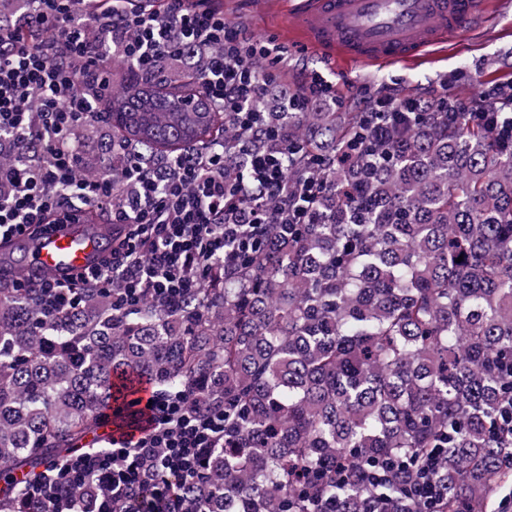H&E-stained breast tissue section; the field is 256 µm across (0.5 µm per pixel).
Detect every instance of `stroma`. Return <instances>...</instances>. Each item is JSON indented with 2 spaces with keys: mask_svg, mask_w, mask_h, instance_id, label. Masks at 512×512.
Segmentation results:
<instances>
[{
  "mask_svg": "<svg viewBox=\"0 0 512 512\" xmlns=\"http://www.w3.org/2000/svg\"><path fill=\"white\" fill-rule=\"evenodd\" d=\"M225 21L245 27L256 39L274 40L283 50L276 66L280 83L296 89L303 75L319 72L335 82L343 109L353 112L361 98H430L444 92L461 98L512 82V0L493 6L486 26L455 34L413 58L363 66L348 59L325 64L306 45L290 38L292 0H222Z\"/></svg>",
  "mask_w": 512,
  "mask_h": 512,
  "instance_id": "stroma-1",
  "label": "stroma"
}]
</instances>
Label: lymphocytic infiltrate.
I'll return each instance as SVG.
<instances>
[{
  "label": "lymphocytic infiltrate",
  "mask_w": 512,
  "mask_h": 512,
  "mask_svg": "<svg viewBox=\"0 0 512 512\" xmlns=\"http://www.w3.org/2000/svg\"><path fill=\"white\" fill-rule=\"evenodd\" d=\"M94 29L101 40L91 41ZM212 44L223 50L211 59L206 95L240 129H262L251 107L263 87L253 62L281 49L226 24L208 0H166L164 10L141 12L112 0L92 17L83 0H32L29 10L0 20V138L36 148L28 163L0 166V182L9 187L0 198V239L51 217L80 219L85 201L108 213L113 226L104 266L63 281L39 280L45 315L79 305L87 286L116 291L128 309L145 297L161 305L180 300L202 287L215 263L233 266L252 245L265 199L283 201L282 223H306L308 209L290 203L288 173L272 154H243L244 172L232 185L220 149H191L162 167L133 151L120 182L78 178L82 155L72 131L99 121L97 90L112 81L108 59L120 55L137 72L157 77L165 58ZM33 93L34 117L23 107ZM437 102L451 112L506 116L512 133V90ZM147 407V434L50 460L34 483L22 486L24 497L48 512H84L64 492L80 482L100 489L96 512H191L182 489L198 475L207 449L223 446L224 413L198 409L181 388L155 391Z\"/></svg>",
  "instance_id": "lymphocytic-infiltrate-1"
}]
</instances>
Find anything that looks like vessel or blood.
Segmentation results:
<instances>
[{
    "mask_svg": "<svg viewBox=\"0 0 512 512\" xmlns=\"http://www.w3.org/2000/svg\"><path fill=\"white\" fill-rule=\"evenodd\" d=\"M487 16L484 0H301L292 25L324 58L343 57L376 64L414 55L446 36L472 31ZM27 248L25 267L38 276L64 279L99 264L103 242L84 225L68 224L40 234L17 236ZM148 416L136 423L120 418L91 432L87 444L141 435Z\"/></svg>",
    "mask_w": 512,
    "mask_h": 512,
    "instance_id": "1",
    "label": "vessel or blood"
}]
</instances>
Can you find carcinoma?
<instances>
[{
  "label": "carcinoma",
  "instance_id": "1",
  "mask_svg": "<svg viewBox=\"0 0 512 512\" xmlns=\"http://www.w3.org/2000/svg\"><path fill=\"white\" fill-rule=\"evenodd\" d=\"M149 81L126 66L97 101L115 147L80 174L122 177L136 148L224 146V179L240 147L283 153L297 184L321 185L305 224L282 236L280 202L264 209L255 250L175 308L117 310L99 288L43 316L39 289L0 267V464L34 474L70 452L116 397L181 387L224 407V447L205 455L185 493L197 512H423L407 492L423 455L442 449L441 512H485L512 472L499 429L512 398V143L494 114L428 106L385 142L362 112L282 95L253 101L267 135L240 137L202 91L208 59ZM7 166L27 148L0 141ZM463 257L457 263L455 259ZM0 512H37L13 491Z\"/></svg>",
  "mask_w": 512,
  "mask_h": 512
}]
</instances>
